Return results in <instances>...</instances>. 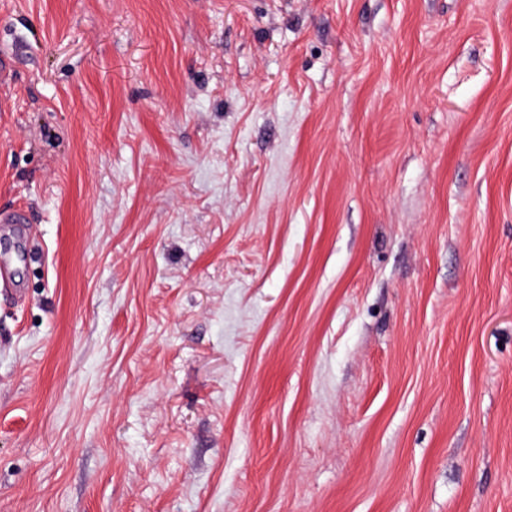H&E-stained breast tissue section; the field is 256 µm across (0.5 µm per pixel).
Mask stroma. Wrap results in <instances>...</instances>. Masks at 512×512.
<instances>
[{
    "label": "stroma",
    "instance_id": "obj_1",
    "mask_svg": "<svg viewBox=\"0 0 512 512\" xmlns=\"http://www.w3.org/2000/svg\"><path fill=\"white\" fill-rule=\"evenodd\" d=\"M0 512H512V0H0Z\"/></svg>",
    "mask_w": 512,
    "mask_h": 512
}]
</instances>
